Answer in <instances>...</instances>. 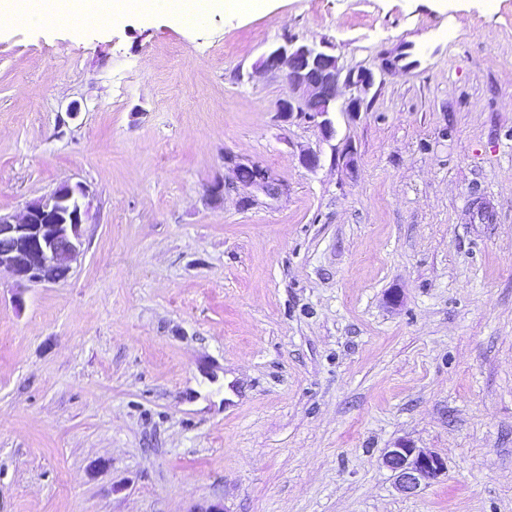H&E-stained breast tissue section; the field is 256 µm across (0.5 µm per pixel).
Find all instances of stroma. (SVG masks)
Instances as JSON below:
<instances>
[{
  "label": "stroma",
  "instance_id": "obj_1",
  "mask_svg": "<svg viewBox=\"0 0 512 512\" xmlns=\"http://www.w3.org/2000/svg\"><path fill=\"white\" fill-rule=\"evenodd\" d=\"M289 36L377 75L335 141L255 69ZM228 155L286 192L210 202ZM63 182L69 278L0 273V512H512V0L18 17L0 211ZM401 441L447 464L414 496Z\"/></svg>",
  "mask_w": 512,
  "mask_h": 512
}]
</instances>
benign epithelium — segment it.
<instances>
[{"mask_svg": "<svg viewBox=\"0 0 512 512\" xmlns=\"http://www.w3.org/2000/svg\"><path fill=\"white\" fill-rule=\"evenodd\" d=\"M331 43L285 40L269 48L262 56L259 68L268 72H283L287 92L278 103V113L288 120L293 116L315 122L323 138L336 137V89L342 84L354 91L344 111L360 110L363 95L375 85L376 76L370 69L346 70L339 64ZM319 100L323 111L303 113L297 102ZM233 179L209 185L207 197L217 202L227 187L249 189L276 197L286 185L258 163L235 157H225ZM252 170L255 177L243 182L239 174ZM33 204L26 205L20 215L0 213V270H7L22 288L32 283H55L67 279L72 264L83 253L85 226L89 221L90 190L82 183H65ZM383 464L394 473L396 489L403 495H414L446 472L445 460L433 453L403 442L386 449Z\"/></svg>", "mask_w": 512, "mask_h": 512, "instance_id": "1", "label": "benign epithelium"}]
</instances>
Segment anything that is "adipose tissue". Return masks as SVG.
I'll return each instance as SVG.
<instances>
[{
	"instance_id": "adipose-tissue-1",
	"label": "adipose tissue",
	"mask_w": 512,
	"mask_h": 512,
	"mask_svg": "<svg viewBox=\"0 0 512 512\" xmlns=\"http://www.w3.org/2000/svg\"><path fill=\"white\" fill-rule=\"evenodd\" d=\"M159 6L184 19L196 4L194 0H40L41 12L45 15L73 13L83 16L92 12L112 17L129 10L148 11Z\"/></svg>"
}]
</instances>
